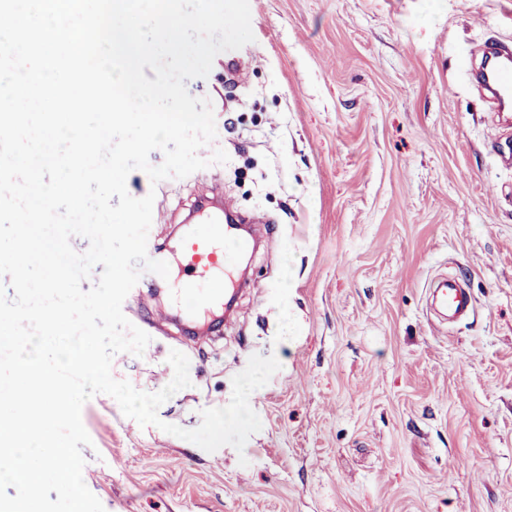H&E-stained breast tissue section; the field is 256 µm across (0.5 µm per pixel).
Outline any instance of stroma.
I'll use <instances>...</instances> for the list:
<instances>
[{"label":"stroma","mask_w":512,"mask_h":512,"mask_svg":"<svg viewBox=\"0 0 512 512\" xmlns=\"http://www.w3.org/2000/svg\"><path fill=\"white\" fill-rule=\"evenodd\" d=\"M254 40L188 92L209 99L229 156L154 194L150 237L171 243L198 196L274 219L250 254L252 291L209 339L149 329L163 300L124 302L148 330L111 372L156 392L167 358L191 384L158 410L193 429L232 397L252 355L281 364L253 393L261 428L209 453L140 426L109 395L82 407L83 480L105 512H512V125L469 81L471 46L512 39V0H250ZM466 281L475 310L435 323L428 287Z\"/></svg>","instance_id":"1"}]
</instances>
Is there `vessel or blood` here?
Wrapping results in <instances>:
<instances>
[{
  "label": "vessel or blood",
  "instance_id": "obj_1",
  "mask_svg": "<svg viewBox=\"0 0 512 512\" xmlns=\"http://www.w3.org/2000/svg\"><path fill=\"white\" fill-rule=\"evenodd\" d=\"M472 59L480 63L476 79L488 97L500 107L512 108V45L491 40L475 45ZM237 227L221 216L207 215L202 227H189L175 247L148 245L151 259L166 262L175 305L196 320H206L224 306V297L235 290L231 260L246 248ZM430 307L439 317L455 322L473 309L472 295L463 281L448 275L436 279L430 291Z\"/></svg>",
  "mask_w": 512,
  "mask_h": 512
}]
</instances>
